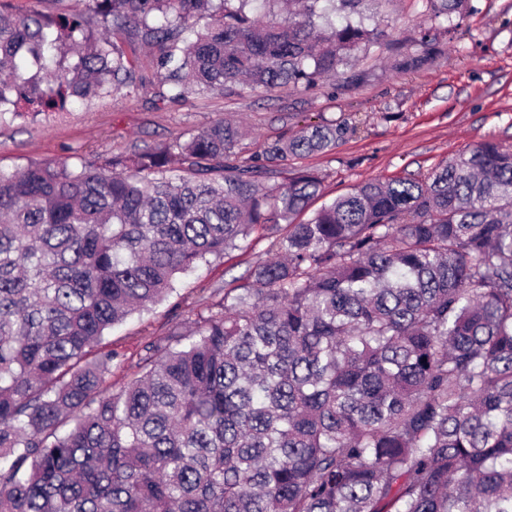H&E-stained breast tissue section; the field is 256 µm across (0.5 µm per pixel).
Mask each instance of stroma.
<instances>
[{"instance_id": "stroma-1", "label": "stroma", "mask_w": 512, "mask_h": 512, "mask_svg": "<svg viewBox=\"0 0 512 512\" xmlns=\"http://www.w3.org/2000/svg\"><path fill=\"white\" fill-rule=\"evenodd\" d=\"M473 4L474 12L440 37L428 64L405 70L394 68L388 46L400 45L409 56L425 54L420 32L432 25L430 5L382 0L378 17L385 41L361 56L359 80L348 84L339 76L309 91L289 85L253 94L236 87L170 100L159 94L153 50L125 42L136 76L127 95L75 101L59 112L0 125V168L74 156L103 161L231 118L250 130L239 145L244 159L307 124L347 125L335 150L288 163L318 171L328 200L372 179L425 178L482 142L512 147V0ZM284 232L281 224L257 229L248 247L179 277L172 300L115 326L112 347L126 361L113 368V387L132 378L146 343L185 325L190 309L212 302L213 289L239 285L249 268L273 257Z\"/></svg>"}]
</instances>
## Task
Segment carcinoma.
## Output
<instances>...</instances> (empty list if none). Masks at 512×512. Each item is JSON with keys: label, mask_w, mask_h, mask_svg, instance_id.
I'll return each instance as SVG.
<instances>
[{"label": "carcinoma", "mask_w": 512, "mask_h": 512, "mask_svg": "<svg viewBox=\"0 0 512 512\" xmlns=\"http://www.w3.org/2000/svg\"><path fill=\"white\" fill-rule=\"evenodd\" d=\"M0 10V122L117 94L129 31L173 100L317 87L383 37L378 0H89ZM447 22L472 0H429ZM308 124L246 161L216 121L99 162L0 168V512H512V149L374 180L305 219L336 148ZM244 283L144 348L112 326L259 227ZM88 0H0L7 9L16 15L25 14L32 8L50 14H71L83 12L90 21H95V15L86 8Z\"/></svg>", "instance_id": "1"}]
</instances>
